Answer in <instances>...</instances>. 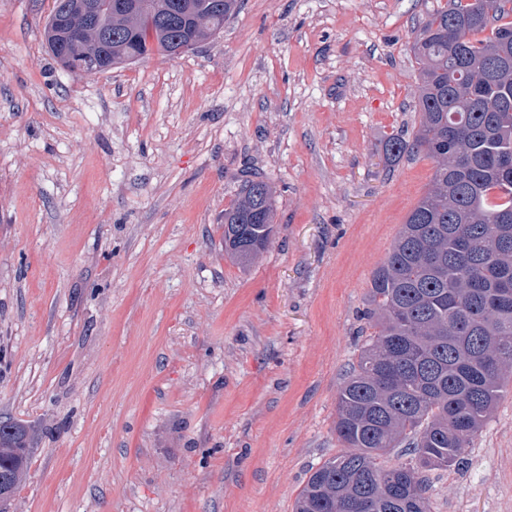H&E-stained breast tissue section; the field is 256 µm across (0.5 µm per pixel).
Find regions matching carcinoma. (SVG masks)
<instances>
[{
    "label": "carcinoma",
    "instance_id": "1",
    "mask_svg": "<svg viewBox=\"0 0 512 512\" xmlns=\"http://www.w3.org/2000/svg\"><path fill=\"white\" fill-rule=\"evenodd\" d=\"M512 0H450L412 37L420 122L389 138L395 161L424 149L430 186L374 271L363 317L372 333L338 391L336 435L348 451L315 469L294 512H431L430 474L463 465L512 378ZM55 0L46 44L65 69H112L192 47L224 28L239 0H96L87 19ZM492 27L491 36L476 35ZM77 30L69 52L56 45ZM273 191L246 181L224 211V252L250 264L268 246ZM32 438L0 422V489L16 492ZM404 448V462H389Z\"/></svg>",
    "mask_w": 512,
    "mask_h": 512
}]
</instances>
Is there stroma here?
Segmentation results:
<instances>
[{"instance_id": "1", "label": "stroma", "mask_w": 512, "mask_h": 512, "mask_svg": "<svg viewBox=\"0 0 512 512\" xmlns=\"http://www.w3.org/2000/svg\"><path fill=\"white\" fill-rule=\"evenodd\" d=\"M448 0H242L221 32L93 76L0 0V418L35 444L9 512H292L343 450L374 270L435 170L412 32ZM266 250L224 253L246 179ZM432 472L431 512H512V394ZM273 191L261 177L246 181L238 199L224 211V252L237 264H250L268 246L274 224Z\"/></svg>"}]
</instances>
